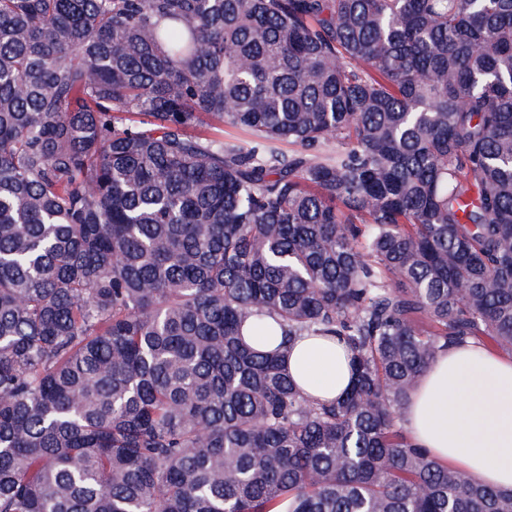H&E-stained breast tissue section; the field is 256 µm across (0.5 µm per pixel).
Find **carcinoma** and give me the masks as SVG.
<instances>
[{
  "label": "carcinoma",
  "mask_w": 512,
  "mask_h": 512,
  "mask_svg": "<svg viewBox=\"0 0 512 512\" xmlns=\"http://www.w3.org/2000/svg\"><path fill=\"white\" fill-rule=\"evenodd\" d=\"M469 339L512 355V0H0V512H512L401 423ZM285 360L299 390L313 400H337L351 384L350 355L337 337L301 336Z\"/></svg>",
  "instance_id": "1"
}]
</instances>
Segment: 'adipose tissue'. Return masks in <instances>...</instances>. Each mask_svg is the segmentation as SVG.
<instances>
[{"mask_svg": "<svg viewBox=\"0 0 512 512\" xmlns=\"http://www.w3.org/2000/svg\"><path fill=\"white\" fill-rule=\"evenodd\" d=\"M297 387L318 401L339 399L352 380L346 345L304 336L286 354ZM402 415L406 432L437 460L481 485L512 490V355L474 341L441 350Z\"/></svg>", "mask_w": 512, "mask_h": 512, "instance_id": "obj_1", "label": "adipose tissue"}]
</instances>
